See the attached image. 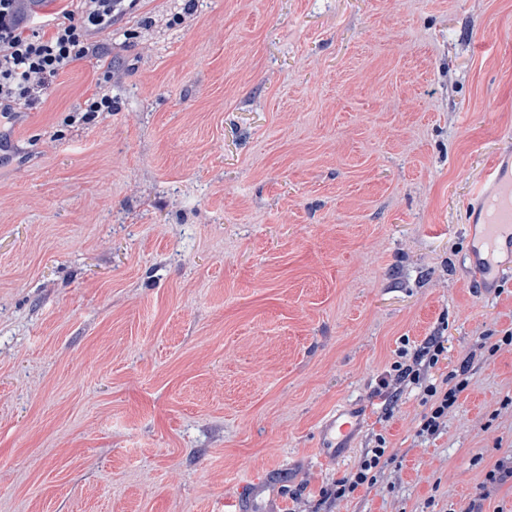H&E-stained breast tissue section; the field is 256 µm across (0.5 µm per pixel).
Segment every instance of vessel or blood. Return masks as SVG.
<instances>
[{
    "label": "vessel or blood",
    "instance_id": "vessel-or-blood-1",
    "mask_svg": "<svg viewBox=\"0 0 512 512\" xmlns=\"http://www.w3.org/2000/svg\"><path fill=\"white\" fill-rule=\"evenodd\" d=\"M491 188H477L479 205L473 213L477 225L470 235L471 270L482 283L497 282L506 267L501 256L512 258V167L492 163L487 171ZM354 413L341 411L331 418L324 429L325 456L339 453L348 437Z\"/></svg>",
    "mask_w": 512,
    "mask_h": 512
}]
</instances>
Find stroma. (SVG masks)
Instances as JSON below:
<instances>
[{
    "label": "stroma",
    "instance_id": "stroma-1",
    "mask_svg": "<svg viewBox=\"0 0 512 512\" xmlns=\"http://www.w3.org/2000/svg\"><path fill=\"white\" fill-rule=\"evenodd\" d=\"M97 41L0 133V512H224L250 478L251 512H460L512 454V346L433 438L379 382L512 330L467 223L512 155V0H114ZM379 434L400 468L324 499ZM112 76L110 81L99 84L95 93L87 98L79 112H108L112 109ZM352 412L340 411L331 418L324 429L326 443L323 444L325 457L336 456L344 447V442L352 429V423L357 421Z\"/></svg>",
    "mask_w": 512,
    "mask_h": 512
}]
</instances>
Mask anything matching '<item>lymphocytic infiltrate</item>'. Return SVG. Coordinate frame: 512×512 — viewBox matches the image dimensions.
<instances>
[{
    "mask_svg": "<svg viewBox=\"0 0 512 512\" xmlns=\"http://www.w3.org/2000/svg\"><path fill=\"white\" fill-rule=\"evenodd\" d=\"M33 2L0 0V128L39 103L42 91L74 62L96 55L95 34L112 24V0H72L73 9L53 18L30 12ZM397 356L381 387L396 383L418 389L424 410L416 434L422 438L440 434L469 386V361H462L437 383L431 371L445 358L438 338H427L411 350L400 349ZM397 458L385 438H378L351 473L324 490V498L341 500L358 489L372 488Z\"/></svg>",
    "mask_w": 512,
    "mask_h": 512,
    "instance_id": "f902f5d3",
    "label": "lymphocytic infiltrate"
}]
</instances>
